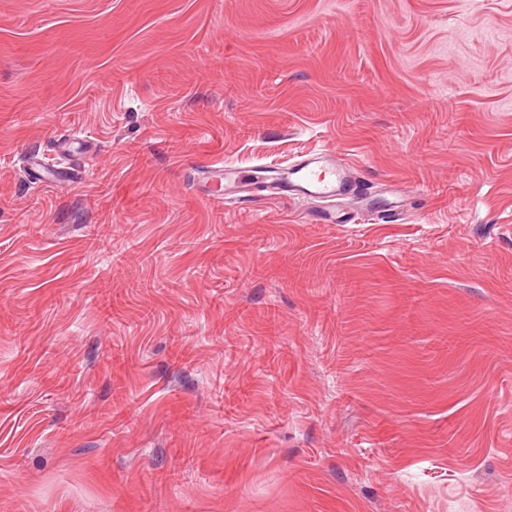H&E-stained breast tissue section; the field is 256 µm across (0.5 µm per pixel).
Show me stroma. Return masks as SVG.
<instances>
[{"instance_id": "stroma-1", "label": "stroma", "mask_w": 512, "mask_h": 512, "mask_svg": "<svg viewBox=\"0 0 512 512\" xmlns=\"http://www.w3.org/2000/svg\"><path fill=\"white\" fill-rule=\"evenodd\" d=\"M0 512H512V0H0ZM276 167L281 177L271 182L273 194L286 195L298 200L333 201L356 191V185L346 163L333 152L324 151L316 156L298 159L287 167Z\"/></svg>"}]
</instances>
